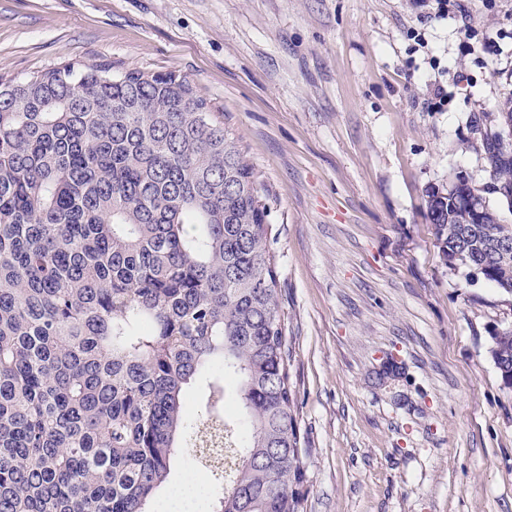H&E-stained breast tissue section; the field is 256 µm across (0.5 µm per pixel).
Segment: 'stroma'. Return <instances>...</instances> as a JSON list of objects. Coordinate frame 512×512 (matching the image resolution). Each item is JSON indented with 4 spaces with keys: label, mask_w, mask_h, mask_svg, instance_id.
Returning <instances> with one entry per match:
<instances>
[{
    "label": "stroma",
    "mask_w": 512,
    "mask_h": 512,
    "mask_svg": "<svg viewBox=\"0 0 512 512\" xmlns=\"http://www.w3.org/2000/svg\"><path fill=\"white\" fill-rule=\"evenodd\" d=\"M70 61L187 76L258 173L301 512H512V294L443 260L426 207L489 180L512 0H0V78ZM493 355L502 378L512 382V328L504 329L493 337Z\"/></svg>",
    "instance_id": "1"
}]
</instances>
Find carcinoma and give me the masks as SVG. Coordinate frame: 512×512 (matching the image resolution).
<instances>
[{
    "mask_svg": "<svg viewBox=\"0 0 512 512\" xmlns=\"http://www.w3.org/2000/svg\"><path fill=\"white\" fill-rule=\"evenodd\" d=\"M484 149L487 190H512V149ZM473 190H427L443 259L512 293V224ZM260 191L183 75L70 62L0 80V512H156L180 449L221 489L210 512H300ZM493 340L512 382V328Z\"/></svg>",
    "mask_w": 512,
    "mask_h": 512,
    "instance_id": "1",
    "label": "carcinoma"
}]
</instances>
